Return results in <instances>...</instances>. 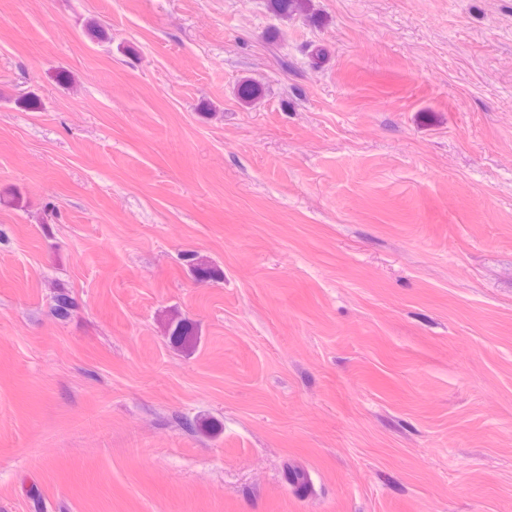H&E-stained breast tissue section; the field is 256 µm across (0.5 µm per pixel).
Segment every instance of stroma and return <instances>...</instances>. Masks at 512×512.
<instances>
[{"mask_svg": "<svg viewBox=\"0 0 512 512\" xmlns=\"http://www.w3.org/2000/svg\"><path fill=\"white\" fill-rule=\"evenodd\" d=\"M310 4L0 0V512H512V0Z\"/></svg>", "mask_w": 512, "mask_h": 512, "instance_id": "1", "label": "stroma"}]
</instances>
